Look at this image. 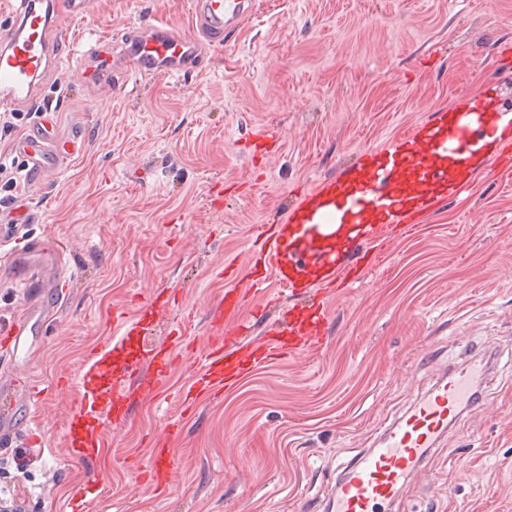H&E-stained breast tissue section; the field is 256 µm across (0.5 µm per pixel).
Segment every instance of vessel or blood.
I'll use <instances>...</instances> for the list:
<instances>
[{
    "label": "vessel or blood",
    "instance_id": "obj_1",
    "mask_svg": "<svg viewBox=\"0 0 512 512\" xmlns=\"http://www.w3.org/2000/svg\"><path fill=\"white\" fill-rule=\"evenodd\" d=\"M193 18L196 32L148 20L120 44L121 54L142 74L176 77L204 61L206 46L219 44L227 31L238 27L252 8V0H194ZM65 31L51 13L38 11L34 0H13V21L0 31V97L18 110L33 103L36 80L57 50L66 49ZM280 140L278 129L266 127L253 134L251 153L259 157L276 151ZM404 151L387 152L372 165H360L356 187L331 181L315 192H304L290 208L281 224L262 225V242L251 257L247 290H226L225 310L248 306L249 300L263 291L268 276H275L280 287L296 293L323 284L345 285L359 278L357 262L328 247L325 240L327 201L339 198L343 219L353 228L356 239L374 238L377 227L373 218L384 223H412L408 212L403 172L421 169L428 190L417 197V209L432 208L438 193L455 194L469 184L479 151L475 132L460 124L439 122L412 132L403 140ZM24 159L26 178L51 176L58 172L64 158L62 148L54 140L51 114H44L16 145ZM449 154L457 172L449 179L445 170L435 167L434 159ZM40 244H29L25 251L13 252L9 262L19 275L37 278L41 271L31 258L41 252ZM323 302L313 311L289 315L287 320L269 323L266 337L251 340L253 328L249 320H225L217 328L205 354L193 371L192 390L210 393L234 386L254 368L293 353L314 351L322 347L327 323ZM46 316L43 306L29 305L7 329H0V351L17 354L27 336L30 323ZM175 352L146 355L126 368V375L137 378L147 393H155L164 384L169 370L181 363ZM480 375L478 367L449 373L425 394L384 434L379 447L359 456L337 484L333 497L334 512H381L384 503L396 499L405 484L426 467L430 448L435 447L448 428L450 417L467 408L474 385ZM120 401L112 394L109 404H101L96 390L88 389L76 406L73 423L82 430L70 439L71 456L89 460L97 456L112 422V407ZM172 475L165 440H157L153 450L152 477L157 485L168 484Z\"/></svg>",
    "mask_w": 512,
    "mask_h": 512
}]
</instances>
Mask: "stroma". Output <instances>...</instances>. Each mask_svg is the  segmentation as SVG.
Masks as SVG:
<instances>
[{
    "instance_id": "stroma-1",
    "label": "stroma",
    "mask_w": 512,
    "mask_h": 512,
    "mask_svg": "<svg viewBox=\"0 0 512 512\" xmlns=\"http://www.w3.org/2000/svg\"><path fill=\"white\" fill-rule=\"evenodd\" d=\"M57 20L86 73L60 64L37 85L55 136L81 153L51 178L18 183L19 220H0V252L59 242L67 288L32 327L24 361L0 356V498L26 487V512H327L337 480L448 372L491 359L483 409L461 412L431 468L385 512H512V170L487 167L468 189L385 225L359 283L327 295L315 352L254 370L183 413L193 362L227 289L246 288L260 225L296 188L312 190L360 153L399 145L439 112L495 92L512 109V0H255L240 33L205 69L136 75L112 44L156 17L189 26L191 0H93ZM281 133L265 166L244 144ZM46 294L0 262V327ZM133 321L100 384L122 381L147 340L183 354L156 399L130 390L127 419L95 460L68 452L72 378ZM170 441L172 482L143 473L151 441ZM38 442H31V435Z\"/></svg>"
}]
</instances>
